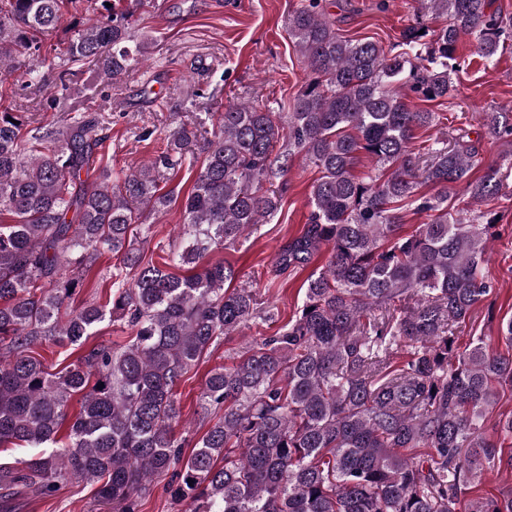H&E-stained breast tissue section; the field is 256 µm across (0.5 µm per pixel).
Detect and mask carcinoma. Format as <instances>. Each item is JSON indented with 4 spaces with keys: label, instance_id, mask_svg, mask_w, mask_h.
I'll use <instances>...</instances> for the list:
<instances>
[{
    "label": "carcinoma",
    "instance_id": "obj_1",
    "mask_svg": "<svg viewBox=\"0 0 512 512\" xmlns=\"http://www.w3.org/2000/svg\"><path fill=\"white\" fill-rule=\"evenodd\" d=\"M63 2L0 0V83L26 64L27 85L40 86L42 52L61 30L63 62L114 84L145 62L150 43L131 34L144 0H102L98 18L65 28ZM320 2L288 20L308 80L286 116L249 103L200 112L211 137L183 127L113 184L105 169L82 178L104 144L94 120L25 133L0 112V216H12L0 222V447L31 450L0 461V501L49 498L78 480L98 485L112 512H138L152 478L169 474L171 500L188 512H512L511 492L467 495L491 465L512 470V454L487 434L495 389L512 387V354L482 336L462 348L454 333L491 291L495 224H466L448 206L461 185L475 202L495 198L503 177L491 165L471 178L481 159L466 132L421 160L414 132L436 116L404 102L410 92L448 97L458 42L474 39L492 62L512 27L491 0H415L417 13L445 18L436 30H405L403 45L423 61L415 65L393 46L340 36ZM483 129L512 137V111L485 113ZM282 140L320 176L309 222L280 246L275 272L304 268L324 248L329 258L288 323L209 371L200 407L222 415L186 456L176 433L183 378L225 336L272 318L251 288L226 287L232 267L197 263L278 210L288 166L272 153ZM362 152L379 174H353ZM174 153L202 161L180 245L159 264L130 229L140 208L158 215L170 205L158 180ZM420 178L435 194L417 195ZM405 200L431 213L411 235L396 207ZM105 253L117 259L107 302L73 306L83 272ZM115 319L127 342L98 345L58 373L27 354L43 342L80 347Z\"/></svg>",
    "mask_w": 512,
    "mask_h": 512
}]
</instances>
